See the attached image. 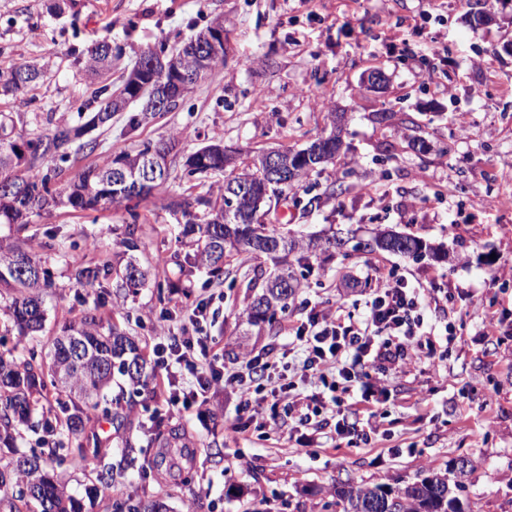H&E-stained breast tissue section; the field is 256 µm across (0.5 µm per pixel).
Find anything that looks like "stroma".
Masks as SVG:
<instances>
[{"instance_id": "35a3bbf8", "label": "stroma", "mask_w": 512, "mask_h": 512, "mask_svg": "<svg viewBox=\"0 0 512 512\" xmlns=\"http://www.w3.org/2000/svg\"><path fill=\"white\" fill-rule=\"evenodd\" d=\"M52 2L0 0V69L24 62L48 68L44 83L0 100V111L27 122L53 112L80 124L79 109L94 89L84 61L98 42L123 50L112 68L117 83L144 51H174L216 19L226 36L223 64L177 108L136 129L129 113L115 114L111 128L90 131L94 153L65 163L66 178L173 136L181 154L223 137L244 162L266 148L301 149L330 132L333 112L344 153L289 188L268 223L303 236L389 229L448 254L444 261L386 252L311 256L289 311L272 324L249 325L252 263L230 267L220 283L199 274L191 288L158 290L184 255L165 204L182 199L189 182L173 162L157 204L138 207L139 232L160 259L155 283L125 299L107 285L104 320L150 343L161 329L179 333L196 303L209 300L206 331L231 364L245 348L287 344L286 328L305 306L337 304L362 314L378 278L391 275L438 293L439 307L420 311L432 360L393 371L385 400L361 407V416L376 413L386 431L370 445H341L329 427L320 445L302 446L288 437L289 417L278 433L237 435V400L222 392L204 416L175 419L196 442L189 473L157 484L144 472L156 452L146 444L120 491L163 498L170 512H327L337 483L394 487L448 472L465 458L473 467L466 512H512V205L505 203L512 181L503 178L512 172V0H64L57 11ZM480 11L493 12L495 22L470 26L468 14ZM433 38L447 46L446 58L423 52ZM376 69L387 77L381 92L364 83ZM339 186L343 194L333 195ZM129 221L122 207L96 220L60 211L33 218L28 235L55 237V249L42 253L55 286L43 331L8 337V347L48 346L64 323L92 308L62 254L77 248L88 264L115 254ZM488 314L500 322L493 339L481 334ZM54 472L81 512H108L107 499L90 491V464L67 459Z\"/></svg>"}]
</instances>
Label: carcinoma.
Returning <instances> with one entry per match:
<instances>
[{
  "label": "carcinoma",
  "mask_w": 512,
  "mask_h": 512,
  "mask_svg": "<svg viewBox=\"0 0 512 512\" xmlns=\"http://www.w3.org/2000/svg\"><path fill=\"white\" fill-rule=\"evenodd\" d=\"M155 52L141 55L133 72L140 83L124 79L117 89L100 86L87 109L93 115L81 126H73L52 112L42 119L45 129L23 139L16 132L23 122L21 115L0 112V225L16 233L28 228L33 217L55 209L69 213L104 212L124 203L149 201L154 191L170 177V156L178 140L146 143L134 153L122 151L103 164H91L74 178L58 183L62 168L79 153H93L94 141H81L82 130L112 125L117 103L145 105L161 79L152 65ZM112 71V45L100 42L88 51L87 73L101 77ZM45 75V66L20 64L0 70V97L27 93ZM131 160L126 173H115L114 164ZM336 156L326 147L320 153L304 155L294 152L292 165L300 170L295 183L334 162ZM187 176L206 178L213 174L237 171V179L246 190L241 195L224 196V184L209 187L205 193L189 194L172 201L170 208L182 213L180 243L187 252L178 263L179 276L168 281L170 291L177 292L192 282L198 273L219 282L225 264L242 259L260 260L270 267L254 269L260 291L250 296L246 306L248 323L271 321L277 312L288 308V301L299 288L298 278L288 257L294 252L316 254L335 252L339 238L307 239L283 233L274 224L264 223L272 198L287 186L273 185L259 166V156L244 165L237 155L225 150L223 140L210 143L182 156ZM224 213L223 223L212 221L213 212ZM132 223L126 225L120 241L122 251L97 265H86L80 257H68L78 283L89 288H104L113 281L117 290L136 292L149 283L152 266L147 258L149 243L138 235L134 209H128ZM361 251L372 254L390 252L420 259L429 254L439 260V252L421 240L394 232L385 243L377 238ZM53 286L52 276L34 245L25 240L0 238V310L8 318L5 332L33 336L43 330L45 310L43 293ZM127 378L132 392L146 389L154 372L147 371V359L138 343L115 323L104 324L92 312L79 320L64 324L51 340L49 357L33 346L22 356L6 349L0 351V444L13 449V457L0 468V509L5 512H76L74 499L65 485L49 470V462L62 461L65 454L81 460L96 461L94 491L112 495L119 483L123 464L134 461L137 438L133 436L130 409L115 398L113 406L101 405L103 392L115 375ZM102 410L112 424L113 435L121 445V460L112 463L109 441L88 434L92 414ZM40 427L38 447L18 452L19 427ZM150 440L161 448L156 465L180 469L187 449L194 447L188 431L157 419L144 429ZM472 466L463 467L453 477L429 473L396 488L360 486L344 483L334 489L335 500L326 504L342 512H465L463 495ZM112 512H167V505L154 500L144 502L131 494H121L111 503Z\"/></svg>",
  "instance_id": "cac0c4a2"
}]
</instances>
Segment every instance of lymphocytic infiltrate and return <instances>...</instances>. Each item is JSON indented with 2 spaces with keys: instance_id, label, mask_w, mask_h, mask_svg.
Returning <instances> with one entry per match:
<instances>
[{
  "instance_id": "1",
  "label": "lymphocytic infiltrate",
  "mask_w": 512,
  "mask_h": 512,
  "mask_svg": "<svg viewBox=\"0 0 512 512\" xmlns=\"http://www.w3.org/2000/svg\"><path fill=\"white\" fill-rule=\"evenodd\" d=\"M421 292L405 278L382 280L362 316L325 307L304 310L289 327L293 351H244L240 364L227 368L211 337L183 333L160 336L153 347L155 395L170 415L201 412L216 389L237 396L235 433H245L259 408L277 412L281 404H304L298 440L313 445L322 432V415L335 412L344 395L359 393L370 402L384 393V378L402 364L428 358L430 339L421 333ZM298 360H291V352ZM323 375L321 391L302 395L299 380Z\"/></svg>"
}]
</instances>
